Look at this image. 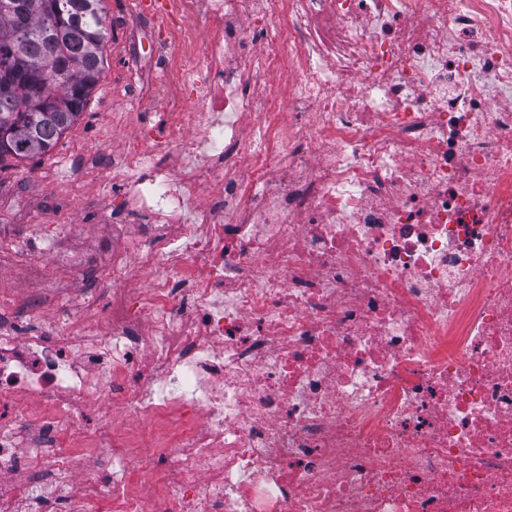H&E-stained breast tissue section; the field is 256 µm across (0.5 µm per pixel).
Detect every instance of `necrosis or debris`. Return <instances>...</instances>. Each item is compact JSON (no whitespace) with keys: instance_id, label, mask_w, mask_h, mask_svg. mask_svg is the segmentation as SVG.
<instances>
[{"instance_id":"obj_1","label":"necrosis or debris","mask_w":512,"mask_h":512,"mask_svg":"<svg viewBox=\"0 0 512 512\" xmlns=\"http://www.w3.org/2000/svg\"><path fill=\"white\" fill-rule=\"evenodd\" d=\"M140 16L108 331L0 289V512H512V0Z\"/></svg>"}]
</instances>
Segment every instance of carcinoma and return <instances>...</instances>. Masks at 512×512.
<instances>
[{
	"label": "carcinoma",
	"mask_w": 512,
	"mask_h": 512,
	"mask_svg": "<svg viewBox=\"0 0 512 512\" xmlns=\"http://www.w3.org/2000/svg\"><path fill=\"white\" fill-rule=\"evenodd\" d=\"M103 0H0V162L48 153L80 118L98 83Z\"/></svg>",
	"instance_id": "obj_1"
}]
</instances>
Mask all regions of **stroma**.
Segmentation results:
<instances>
[{
	"label": "stroma",
	"mask_w": 512,
	"mask_h": 512,
	"mask_svg": "<svg viewBox=\"0 0 512 512\" xmlns=\"http://www.w3.org/2000/svg\"><path fill=\"white\" fill-rule=\"evenodd\" d=\"M147 34V26L141 24L108 33L102 78L77 123L48 155L10 158L0 165V278L18 291L17 318L33 311L57 318L62 292L72 300L88 291L98 292L101 317L110 313L112 288L103 281L112 267V226L106 214L119 201L107 193L104 170H76L69 174V198L62 205H51L52 176L74 148L104 159L135 133L133 121L113 123V113L123 106L113 99L112 90L131 77L149 74V62L123 50L124 43ZM59 224L70 225V233L55 237Z\"/></svg>",
	"instance_id": "stroma-1"
}]
</instances>
